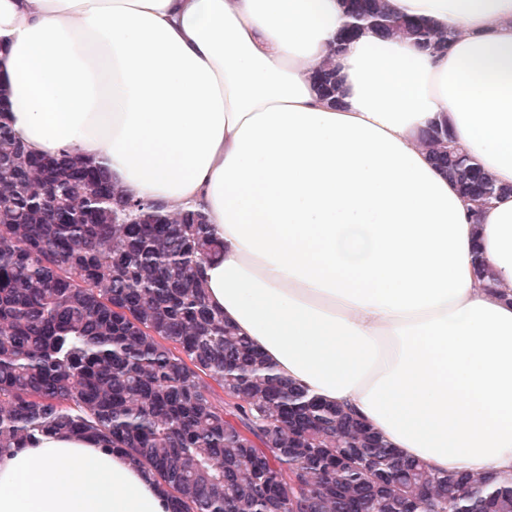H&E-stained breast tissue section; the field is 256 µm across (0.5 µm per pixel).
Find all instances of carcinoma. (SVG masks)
<instances>
[{"label":"carcinoma","mask_w":512,"mask_h":512,"mask_svg":"<svg viewBox=\"0 0 512 512\" xmlns=\"http://www.w3.org/2000/svg\"><path fill=\"white\" fill-rule=\"evenodd\" d=\"M338 41L365 29L433 52L452 33L343 0ZM314 78L341 104L330 64ZM0 92V456L44 431L92 438L162 485L170 512H512V473H444L401 457L354 413L288 382L208 302L224 243L201 209L112 185L71 151L38 156ZM459 192L505 188L448 127L422 137Z\"/></svg>","instance_id":"obj_1"}]
</instances>
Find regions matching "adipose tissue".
Instances as JSON below:
<instances>
[{
    "mask_svg": "<svg viewBox=\"0 0 512 512\" xmlns=\"http://www.w3.org/2000/svg\"><path fill=\"white\" fill-rule=\"evenodd\" d=\"M388 2L448 48L338 44L341 0H0V86L33 153L204 207L208 300L282 377L405 458L512 473V0ZM329 57L337 107L313 81ZM441 119L507 194H459L421 140ZM168 510L89 438L0 456V512Z\"/></svg>",
    "mask_w": 512,
    "mask_h": 512,
    "instance_id": "obj_1",
    "label": "adipose tissue"
}]
</instances>
